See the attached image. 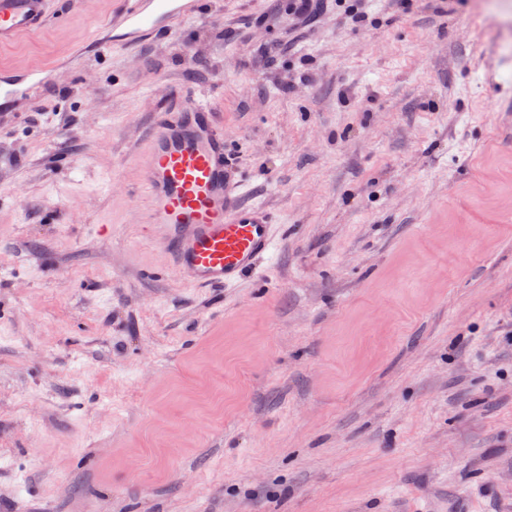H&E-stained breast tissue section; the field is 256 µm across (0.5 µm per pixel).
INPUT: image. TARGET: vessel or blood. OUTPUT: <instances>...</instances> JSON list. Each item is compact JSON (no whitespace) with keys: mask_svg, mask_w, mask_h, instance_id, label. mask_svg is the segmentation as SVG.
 <instances>
[{"mask_svg":"<svg viewBox=\"0 0 512 512\" xmlns=\"http://www.w3.org/2000/svg\"><path fill=\"white\" fill-rule=\"evenodd\" d=\"M202 0H123L113 43L169 34L199 14ZM50 20V0H0V49L39 32ZM45 68L31 63L0 68V99L29 97ZM155 111L142 166L144 221L160 227L155 244L172 273L198 287H226L260 274L275 247L274 224L262 205L241 201L223 129L210 101L167 91Z\"/></svg>","mask_w":512,"mask_h":512,"instance_id":"b4317fda","label":"vessel or blood"}]
</instances>
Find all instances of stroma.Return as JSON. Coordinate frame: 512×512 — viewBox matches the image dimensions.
<instances>
[{"label": "stroma", "instance_id": "obj_1", "mask_svg": "<svg viewBox=\"0 0 512 512\" xmlns=\"http://www.w3.org/2000/svg\"><path fill=\"white\" fill-rule=\"evenodd\" d=\"M51 0L0 63V512H512V0H212L111 46ZM210 100L264 276L133 221L165 89ZM45 67L40 63H31L21 67L13 64L0 68V99L7 102L30 98L32 89L44 85Z\"/></svg>", "mask_w": 512, "mask_h": 512}]
</instances>
